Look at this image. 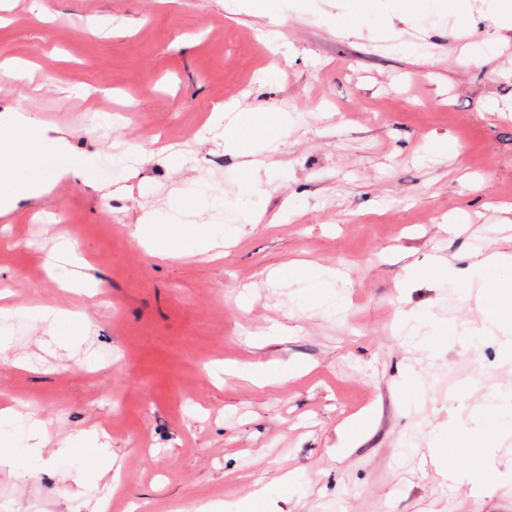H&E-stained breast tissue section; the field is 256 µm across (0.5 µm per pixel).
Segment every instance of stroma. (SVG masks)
<instances>
[{
	"label": "stroma",
	"mask_w": 512,
	"mask_h": 512,
	"mask_svg": "<svg viewBox=\"0 0 512 512\" xmlns=\"http://www.w3.org/2000/svg\"><path fill=\"white\" fill-rule=\"evenodd\" d=\"M33 2L0 13V62L37 66L0 76V113L25 108L95 165L0 215V409L20 415L0 426L16 450L0 512H92L106 490L112 512H247L261 489L268 512H512V435L488 429L512 414L484 404L487 388L512 389V329L486 321L479 282L412 269L512 249V31L481 0L465 30L396 12L388 30L346 32L332 22L344 0H283L275 19L230 14L231 0ZM493 40L495 56L470 60ZM219 102L299 116L259 173L263 224L224 221L241 159L204 130ZM178 191L223 199L180 216L229 239L222 257L162 259L132 239ZM55 219L97 297L62 291L71 265L45 271ZM291 260L327 280L330 309L308 280H269ZM40 305L72 318L51 330ZM406 312L463 335L413 322L394 335ZM255 363L280 384L241 376ZM29 415L45 447H30ZM88 429L121 483L69 453ZM456 437L470 447L448 466L432 450Z\"/></svg>",
	"instance_id": "35a3bbf8"
}]
</instances>
